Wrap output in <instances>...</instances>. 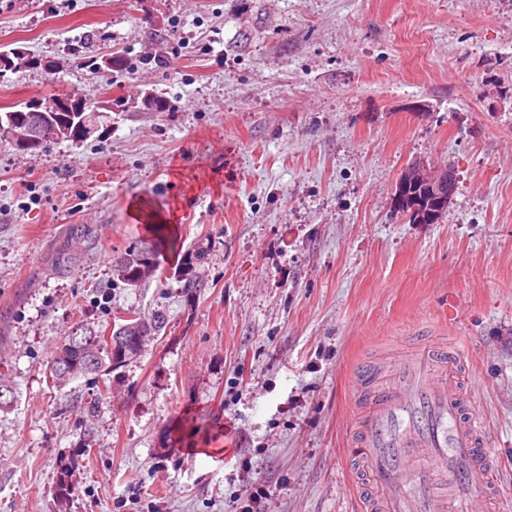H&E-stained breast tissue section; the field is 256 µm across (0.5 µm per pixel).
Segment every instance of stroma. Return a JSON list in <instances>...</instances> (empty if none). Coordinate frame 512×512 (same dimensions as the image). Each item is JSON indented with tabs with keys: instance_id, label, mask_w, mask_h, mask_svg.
<instances>
[{
	"instance_id": "stroma-1",
	"label": "stroma",
	"mask_w": 512,
	"mask_h": 512,
	"mask_svg": "<svg viewBox=\"0 0 512 512\" xmlns=\"http://www.w3.org/2000/svg\"><path fill=\"white\" fill-rule=\"evenodd\" d=\"M12 49L0 108L113 103L83 143L0 141V512H358V367L430 335L469 353L512 512V0H0ZM415 162L456 173L439 223L393 209ZM155 224L165 273L127 287L113 256ZM130 312L169 325L53 384L68 326Z\"/></svg>"
}]
</instances>
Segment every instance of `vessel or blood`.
Here are the masks:
<instances>
[{
  "instance_id": "vessel-or-blood-1",
  "label": "vessel or blood",
  "mask_w": 512,
  "mask_h": 512,
  "mask_svg": "<svg viewBox=\"0 0 512 512\" xmlns=\"http://www.w3.org/2000/svg\"><path fill=\"white\" fill-rule=\"evenodd\" d=\"M464 366L460 351L439 341L400 354L390 374L363 371L352 459L360 512H497Z\"/></svg>"
}]
</instances>
